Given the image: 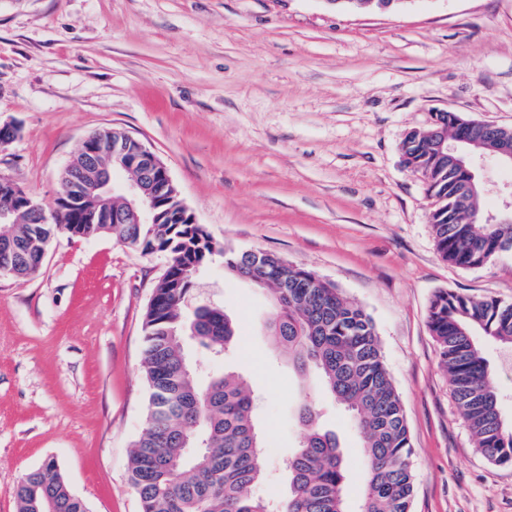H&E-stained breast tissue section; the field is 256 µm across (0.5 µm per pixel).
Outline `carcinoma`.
Here are the masks:
<instances>
[{
  "mask_svg": "<svg viewBox=\"0 0 512 512\" xmlns=\"http://www.w3.org/2000/svg\"><path fill=\"white\" fill-rule=\"evenodd\" d=\"M406 166L420 175L435 199L430 221L439 255L463 268H479L512 252V224L481 223L475 192L465 174L455 175L434 147L427 129L403 141ZM115 201L87 199L67 223L31 224L21 214L14 232L23 242L15 277L33 272V242L49 245L59 234L110 236L143 253L166 252L184 280H161L143 322L144 374L149 389L145 428L133 443L130 480L142 512H346L349 464L336 431L319 423L312 401L298 410L304 437L288 458V490L258 496L264 478L263 437L254 403L241 378L217 375L205 387L182 347L183 336L217 351L240 343L234 319L219 304L196 306L184 315L196 271L215 257L237 277L250 270L265 275L260 288L271 297L265 324L272 343L288 354L302 375L314 373L361 437L359 512H411L415 475L404 407L385 363L372 317L316 273L292 267L278 255L218 246L199 224H186L165 211L158 224H117ZM428 326L457 410L475 448L499 465H512V426L502 416L494 372L477 336L512 348V304L441 290L429 303ZM18 512H35L50 500L55 512H88L57 464L46 461L16 487Z\"/></svg>",
  "mask_w": 512,
  "mask_h": 512,
  "instance_id": "1",
  "label": "carcinoma"
}]
</instances>
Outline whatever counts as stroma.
<instances>
[{
  "mask_svg": "<svg viewBox=\"0 0 512 512\" xmlns=\"http://www.w3.org/2000/svg\"><path fill=\"white\" fill-rule=\"evenodd\" d=\"M512 127V0H413L397 13L325 0H0V177L52 213L61 168L93 132L120 128L167 166L218 243L315 272L373 318L412 444V512H512V466L482 456L428 327L448 290L512 303V253L467 269L439 256L424 180L400 151L431 111ZM483 216L512 166L486 161ZM167 258L102 236L56 237L33 276L0 277V512L55 460L88 512H141L129 451L148 401L143 321ZM239 347L185 350L204 375L239 371L273 451L257 495L286 489L302 395L336 428L360 499L361 450L315 376L271 343L262 289L200 274Z\"/></svg>",
  "mask_w": 512,
  "mask_h": 512,
  "instance_id": "35a3bbf8",
  "label": "stroma"
}]
</instances>
